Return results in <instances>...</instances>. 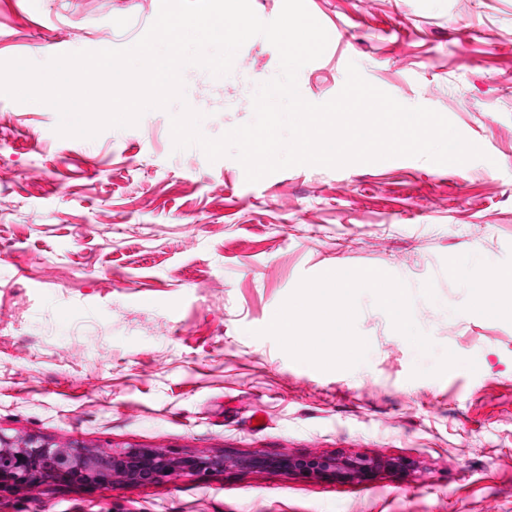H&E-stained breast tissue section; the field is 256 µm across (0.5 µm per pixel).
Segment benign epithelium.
Returning <instances> with one entry per match:
<instances>
[{
  "label": "benign epithelium",
  "mask_w": 512,
  "mask_h": 512,
  "mask_svg": "<svg viewBox=\"0 0 512 512\" xmlns=\"http://www.w3.org/2000/svg\"><path fill=\"white\" fill-rule=\"evenodd\" d=\"M229 463L242 469H286L316 476L331 474L352 481L367 479L380 466L378 459L367 456L300 460L256 454L227 458L221 454L177 459L150 449H90L78 442L57 445L35 435L7 436L0 432V479L17 486L67 477L132 488L174 472L201 475Z\"/></svg>",
  "instance_id": "benign-epithelium-1"
}]
</instances>
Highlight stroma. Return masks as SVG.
Returning a JSON list of instances; mask_svg holds the SVG:
<instances>
[{"instance_id": "obj_1", "label": "stroma", "mask_w": 512, "mask_h": 512, "mask_svg": "<svg viewBox=\"0 0 512 512\" xmlns=\"http://www.w3.org/2000/svg\"><path fill=\"white\" fill-rule=\"evenodd\" d=\"M161 0H0V61L135 43ZM329 35L298 74L314 104L356 63L445 116L484 158L297 165L247 182L228 155L173 148L171 117L216 138L278 75L256 36L230 75L186 67L185 103L62 137L47 104L0 96V431L173 457L377 456L370 479L280 469L176 473L136 488L0 484V512H512V306L468 283L512 268V0H306ZM356 287L336 353L275 335L306 289ZM397 467H389V460ZM373 277L371 280L365 278V284H376L380 283L384 286L383 290V301L385 306L389 312V314L395 319L399 324L402 323L405 317V310L403 306V301L401 297V288H396L395 286H387L383 283V276L380 273L372 272Z\"/></svg>"}]
</instances>
